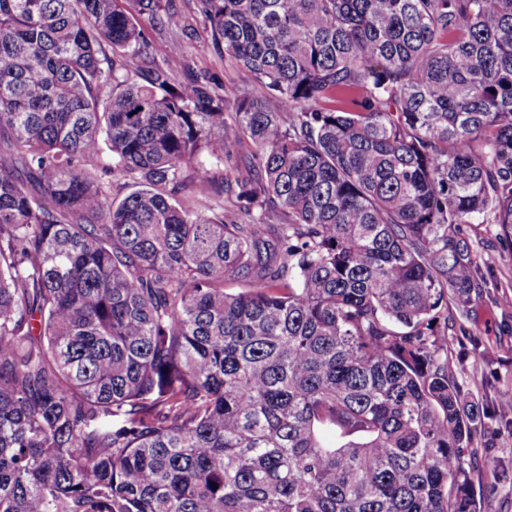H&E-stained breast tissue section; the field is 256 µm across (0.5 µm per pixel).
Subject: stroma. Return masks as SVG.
Wrapping results in <instances>:
<instances>
[{"label": "stroma", "instance_id": "1", "mask_svg": "<svg viewBox=\"0 0 512 512\" xmlns=\"http://www.w3.org/2000/svg\"><path fill=\"white\" fill-rule=\"evenodd\" d=\"M185 51L226 98L236 97L248 81L204 33L186 41ZM464 231L477 255L481 293L448 331V371L462 396L485 410L464 450L476 512H512V308L503 304L512 298V234L496 224H468ZM487 456L498 460L496 471L482 469Z\"/></svg>", "mask_w": 512, "mask_h": 512}]
</instances>
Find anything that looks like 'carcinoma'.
Wrapping results in <instances>:
<instances>
[{"instance_id": "carcinoma-1", "label": "carcinoma", "mask_w": 512, "mask_h": 512, "mask_svg": "<svg viewBox=\"0 0 512 512\" xmlns=\"http://www.w3.org/2000/svg\"><path fill=\"white\" fill-rule=\"evenodd\" d=\"M196 14L232 101L169 0H0V512H475L445 336L463 225L512 232V0ZM175 3L197 29V35L185 41V55L191 59L197 71L210 74L216 79L224 97L233 99L248 82V76L233 62L213 50L210 39L202 31V25L193 20L196 18L195 1L176 0Z\"/></svg>"}]
</instances>
